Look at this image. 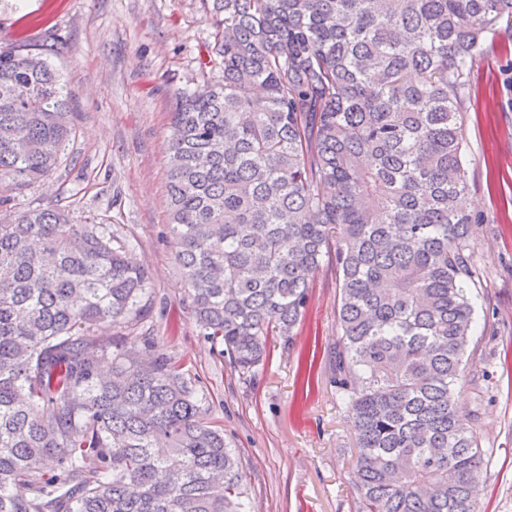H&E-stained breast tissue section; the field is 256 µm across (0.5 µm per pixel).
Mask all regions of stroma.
<instances>
[{"label": "stroma", "instance_id": "stroma-1", "mask_svg": "<svg viewBox=\"0 0 512 512\" xmlns=\"http://www.w3.org/2000/svg\"><path fill=\"white\" fill-rule=\"evenodd\" d=\"M201 0H0V46L53 40L49 60L73 92L76 137L12 213L63 200L76 221L114 225L150 274L153 306L98 335L138 349L146 336L208 396L206 418L234 449L251 512H354L349 404L333 381L336 275L312 281L292 345L269 340L254 376L202 336L167 229L170 114L180 94L217 80ZM471 74L463 162L471 192L475 331L457 407L485 453L481 512H512V30Z\"/></svg>", "mask_w": 512, "mask_h": 512}]
</instances>
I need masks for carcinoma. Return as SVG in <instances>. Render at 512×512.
Masks as SVG:
<instances>
[{
    "label": "carcinoma",
    "mask_w": 512,
    "mask_h": 512,
    "mask_svg": "<svg viewBox=\"0 0 512 512\" xmlns=\"http://www.w3.org/2000/svg\"><path fill=\"white\" fill-rule=\"evenodd\" d=\"M201 3L222 75L173 112L167 227L203 336L253 374L332 267L358 512H476L484 453L455 407L475 280L461 126L512 0ZM53 52L0 46V208L75 136ZM151 300L112 225L58 204L0 221V512H246L206 394L154 337L93 336Z\"/></svg>",
    "instance_id": "1"
}]
</instances>
